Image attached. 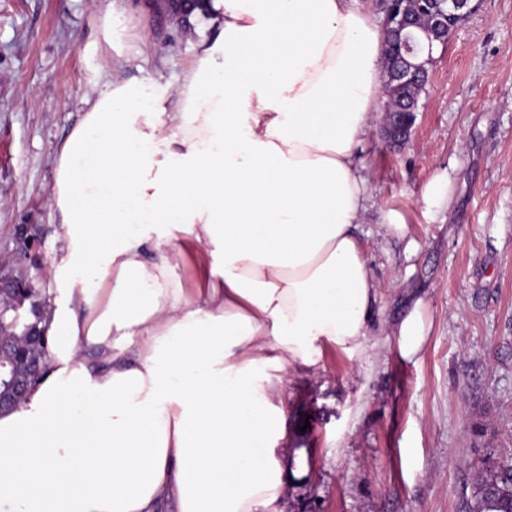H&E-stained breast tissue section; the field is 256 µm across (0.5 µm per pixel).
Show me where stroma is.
I'll list each match as a JSON object with an SVG mask.
<instances>
[{"mask_svg": "<svg viewBox=\"0 0 512 512\" xmlns=\"http://www.w3.org/2000/svg\"><path fill=\"white\" fill-rule=\"evenodd\" d=\"M103 0H0V268L53 286L47 202L59 148L101 88ZM115 43L176 82L195 40L153 0H123ZM410 138L374 123L362 154L371 200L358 232L378 292L365 351L327 343L293 370L283 447L304 453L285 512H468L478 469L512 457V0H478L438 47ZM439 175L449 208L421 195ZM397 214L403 233L386 232ZM431 329L402 357L395 330L415 299Z\"/></svg>", "mask_w": 512, "mask_h": 512, "instance_id": "35a3bbf8", "label": "stroma"}]
</instances>
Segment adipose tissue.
Wrapping results in <instances>:
<instances>
[{
	"label": "adipose tissue",
	"instance_id": "adipose-tissue-1",
	"mask_svg": "<svg viewBox=\"0 0 512 512\" xmlns=\"http://www.w3.org/2000/svg\"><path fill=\"white\" fill-rule=\"evenodd\" d=\"M176 84L105 74L62 143L50 354L0 413V512H284L288 373L363 349L359 151L386 31L358 0H204ZM202 257L182 288L181 245ZM429 326L416 300L402 356Z\"/></svg>",
	"mask_w": 512,
	"mask_h": 512
}]
</instances>
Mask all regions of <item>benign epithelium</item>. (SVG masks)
I'll list each match as a JSON object with an SVG mask.
<instances>
[{
    "instance_id": "obj_1",
    "label": "benign epithelium",
    "mask_w": 512,
    "mask_h": 512,
    "mask_svg": "<svg viewBox=\"0 0 512 512\" xmlns=\"http://www.w3.org/2000/svg\"><path fill=\"white\" fill-rule=\"evenodd\" d=\"M446 9H436L424 17L430 27L443 33V41L475 9L473 0H444ZM387 23L396 24L398 38L401 39L397 50L403 57L401 66L393 71L394 77L406 83L418 81L426 86L432 54L420 57L421 51L408 44L411 33L408 28L415 26L414 17L405 14L397 18L387 13ZM387 112L384 136L389 142L398 145L410 136L412 121L403 118V113L392 111V103L386 102ZM31 301V309L40 314L44 306L34 300V288L29 279L23 275H13L0 271V411L15 407L28 391L29 385L35 383L43 374L48 363L49 352L45 345L44 331L39 323L27 326L22 334L8 331L5 323L6 314Z\"/></svg>"
}]
</instances>
